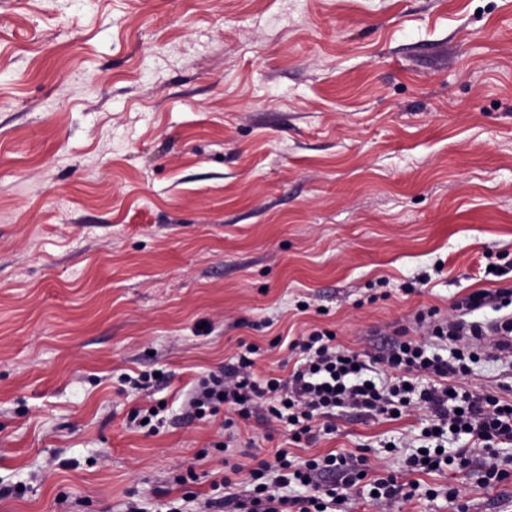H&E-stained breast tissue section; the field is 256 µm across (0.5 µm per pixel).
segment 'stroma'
I'll list each match as a JSON object with an SVG mask.
<instances>
[{
	"label": "stroma",
	"instance_id": "obj_1",
	"mask_svg": "<svg viewBox=\"0 0 512 512\" xmlns=\"http://www.w3.org/2000/svg\"><path fill=\"white\" fill-rule=\"evenodd\" d=\"M484 289L512 290V0H0V512H166L279 448L399 470L420 413L297 444L186 401L243 346L285 378L310 329L424 343L416 312ZM477 477L419 481L512 512Z\"/></svg>",
	"mask_w": 512,
	"mask_h": 512
}]
</instances>
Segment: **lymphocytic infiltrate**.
Returning a JSON list of instances; mask_svg holds the SVG:
<instances>
[{"label":"lymphocytic infiltrate","instance_id":"lymphocytic-infiltrate-1","mask_svg":"<svg viewBox=\"0 0 512 512\" xmlns=\"http://www.w3.org/2000/svg\"><path fill=\"white\" fill-rule=\"evenodd\" d=\"M485 307L498 311V318L470 320V313ZM454 309V317L431 327L432 337L452 344L450 358L428 353L424 345L402 335L365 361L336 346L333 332L316 329L298 341L305 360L288 379L257 383L256 349L246 347L221 374L201 381L188 400L189 413L198 418L222 408L245 418L258 413L280 422L298 443L313 439L316 418L323 419L324 433H335L340 408L396 419L415 405L427 412L420 431L423 444L405 457V471L414 475L476 465L482 486H497L512 479V458L496 454L497 448L512 445V399L493 389L470 391L458 381L486 354L512 368V291H476L457 301ZM375 364L390 373L380 385L371 384L367 376ZM452 433L469 436L470 446L443 451ZM366 462L363 455L332 453L295 461L280 448L272 459L259 460L248 471L249 489L236 490L234 477L243 471L236 465L221 480V492L201 501L184 495L182 506L169 512H349L351 500L365 486L373 490L376 504L387 507L413 499L421 490L419 482L399 481L390 471L362 481ZM291 486L300 487V494L288 496Z\"/></svg>","mask_w":512,"mask_h":512}]
</instances>
